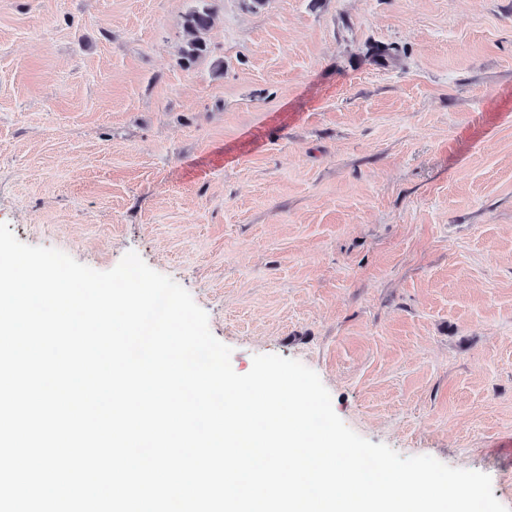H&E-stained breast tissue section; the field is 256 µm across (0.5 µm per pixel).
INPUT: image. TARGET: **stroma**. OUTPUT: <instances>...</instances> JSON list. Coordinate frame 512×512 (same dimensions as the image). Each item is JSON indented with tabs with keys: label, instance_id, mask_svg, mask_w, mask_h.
<instances>
[{
	"label": "stroma",
	"instance_id": "1",
	"mask_svg": "<svg viewBox=\"0 0 512 512\" xmlns=\"http://www.w3.org/2000/svg\"><path fill=\"white\" fill-rule=\"evenodd\" d=\"M0 0V222L136 252L235 372L486 473L512 512V0ZM212 19L213 14L206 4L192 9L186 15L184 21L185 45L182 53L188 63L207 55L208 44L204 35L209 31Z\"/></svg>",
	"mask_w": 512,
	"mask_h": 512
}]
</instances>
